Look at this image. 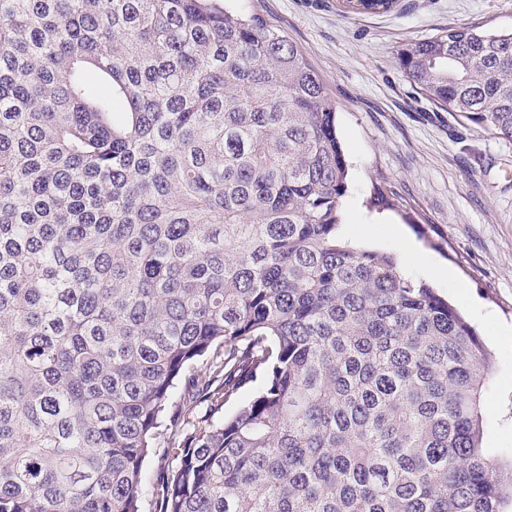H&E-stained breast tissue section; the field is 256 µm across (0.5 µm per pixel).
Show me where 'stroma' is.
Returning a JSON list of instances; mask_svg holds the SVG:
<instances>
[{"mask_svg":"<svg viewBox=\"0 0 512 512\" xmlns=\"http://www.w3.org/2000/svg\"><path fill=\"white\" fill-rule=\"evenodd\" d=\"M284 33L321 76L350 164L341 234L356 246L418 260L406 272L448 297L493 356L484 401L489 448H512V140L418 94L403 45L448 27L512 29V0H397L387 15L342 0H237ZM388 203L375 206L377 194ZM450 269L453 280L433 276Z\"/></svg>","mask_w":512,"mask_h":512,"instance_id":"obj_1","label":"stroma"}]
</instances>
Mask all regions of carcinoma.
I'll return each mask as SVG.
<instances>
[{
  "mask_svg": "<svg viewBox=\"0 0 512 512\" xmlns=\"http://www.w3.org/2000/svg\"><path fill=\"white\" fill-rule=\"evenodd\" d=\"M398 61L512 139V31ZM348 173L323 82L258 15L0 0V512H141L157 452L158 512H508L491 353L338 235ZM165 463L158 455L151 456L144 464L142 472V483L140 487V495L142 501L143 512H154L155 506L151 500L150 484L153 481L157 470Z\"/></svg>",
  "mask_w": 512,
  "mask_h": 512,
  "instance_id": "cac0c4a2",
  "label": "carcinoma"
}]
</instances>
